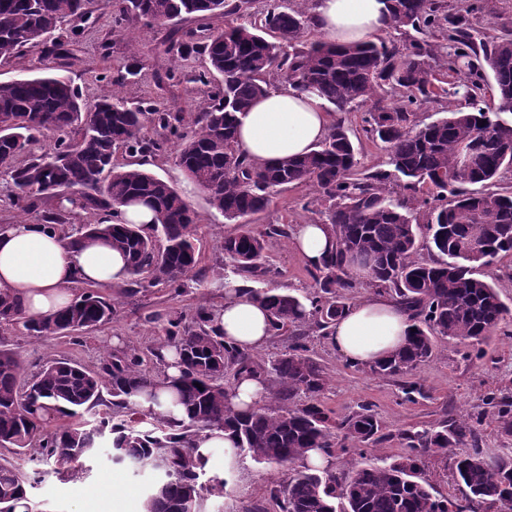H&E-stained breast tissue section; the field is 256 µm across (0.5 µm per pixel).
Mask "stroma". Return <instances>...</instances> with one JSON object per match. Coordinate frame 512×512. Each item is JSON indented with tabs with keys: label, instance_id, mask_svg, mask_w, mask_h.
I'll list each match as a JSON object with an SVG mask.
<instances>
[{
	"label": "stroma",
	"instance_id": "1",
	"mask_svg": "<svg viewBox=\"0 0 512 512\" xmlns=\"http://www.w3.org/2000/svg\"><path fill=\"white\" fill-rule=\"evenodd\" d=\"M87 22L79 24V37L65 46V54L48 55L45 44L27 49L17 60H0V81L36 76L47 71L67 77L86 100L94 101L119 96L125 102L182 113L191 117L213 87L199 82L205 69L203 56L180 58L171 48V28L166 24L151 26L132 24L130 29L113 25L110 9L94 0ZM136 39L139 69L128 75L131 60L128 39ZM181 72L180 81L169 80L170 72ZM145 169L175 184L186 196L199 216L195 235L200 253V267L206 273L203 283L193 286L181 296H172L165 286L125 298L114 318L95 330L80 333L78 338L27 335L22 325L0 329V344L19 351L26 375H35L47 360L67 359L79 365L96 368L103 351L134 347H152L154 333L145 323L146 314L177 308L191 315L201 305L221 308L224 304L222 279L223 257L216 248L219 238L236 233L237 227L221 213L210 208L204 192L191 183L174 152L144 158ZM317 192L309 184L291 185L274 190L269 208L253 218L255 226L283 224L294 226L313 221ZM270 263L277 274L270 285L293 294L303 293L312 278L304 258L290 246L288 239L272 240L268 245ZM309 353L325 370L330 385L322 402L336 415H344L359 404H370L379 421L390 432V439L378 449L380 459L404 454L397 433L419 430L446 420L456 413L483 414L480 427L481 445L489 454L512 448V438L499 434L493 418L487 417L485 398L490 391L512 398V339L500 334L489 338L485 355L475 358L459 341L438 340L431 358L420 363L408 377L374 376L365 369L351 366L334 351L326 338L308 334ZM417 382L421 393L406 400L403 380ZM0 462L11 463L25 477L43 473L44 479L31 490L35 512H144V501L151 482L147 472L134 473L113 465L106 455H99L89 475L79 478L52 473L49 465L32 460L29 453L13 448H0ZM284 477L282 469L256 464L243 458L231 474L224 495L209 496L201 504V512H243L251 502L267 499L269 512H279L269 501L270 489Z\"/></svg>",
	"mask_w": 512,
	"mask_h": 512
}]
</instances>
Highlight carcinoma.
Here are the masks:
<instances>
[{
  "mask_svg": "<svg viewBox=\"0 0 512 512\" xmlns=\"http://www.w3.org/2000/svg\"><path fill=\"white\" fill-rule=\"evenodd\" d=\"M92 0H0V58L23 54L73 18L90 14ZM125 27L145 19L177 23L191 17H226L224 28L185 30L171 48L186 57L205 54L217 92L194 113L182 131L179 112L128 107L115 98L90 104L56 73L0 82V169L10 173L11 206L31 210L43 195L58 206L42 221L66 249L105 240L127 258L126 288L132 297L160 284L178 296L198 278L195 246L197 216L179 190L151 171L114 163L122 148L133 156H156L171 144L187 178L207 194L210 207L232 223L233 235L219 241L224 255V287L262 303L273 336L292 332L288 351L270 363L224 340L214 312L199 306L191 318L168 310L150 313L159 326L150 348L175 350L180 375L170 381L175 411L164 415L144 406L158 401V382L138 349L107 350L89 369L65 359L47 361L35 379L24 377L21 355L0 349V447L33 452L65 470L85 472V462L106 444L116 464L148 467L154 481L145 512H182L186 502L200 512L204 495L221 494L226 480L195 458V437L224 431L240 452L257 463L286 468L308 449L328 457L354 453L336 472L304 466L277 484L270 499L280 512H512V454L489 456L481 448L482 416L450 417L398 436L409 452L391 460H367L390 435L372 408L362 404L338 418L321 401L327 377L309 355L307 327L325 338L349 309L357 272L376 292L409 311L416 331L409 342L369 368L375 375L408 374L432 357L435 340L455 339L475 357L483 345L512 323V309L495 283L476 276L479 267L512 254V192L493 189L512 171V32L476 39L470 16L479 6H453L447 0H390L392 25L429 34L442 42L409 36L401 43L363 42L337 46L307 38L312 0L283 8L271 0L259 20H244L246 0H103ZM271 31L293 50L281 51L263 33ZM455 80L448 96L464 101L427 124L416 108L436 99L440 77ZM283 74L296 90L319 96L336 121L308 155L267 164L247 159L237 142L240 119ZM398 93L390 108L372 106L363 117L366 137L385 144V169L359 167L346 126L347 114L367 105L384 88ZM497 105L487 112L479 99L487 92ZM150 123L163 136L148 139ZM51 137L49 149H37ZM311 183L318 191V213L336 236V249L310 270L313 285L297 297L254 283L272 276L269 240L288 237L281 224L260 230L248 218L268 209L270 190ZM395 184L399 198L388 197ZM483 190L472 189L474 185ZM137 203L154 212L153 233L112 221L120 208ZM96 211L95 224L81 233L67 231L81 211ZM438 254L425 260L423 249ZM252 285H246V282ZM117 312L116 302L87 284L72 304L42 318L25 316L18 298L0 292V326L23 322L31 336H70L91 331ZM271 382L273 404L245 411L227 406L242 375ZM201 387H196V384ZM307 397L293 405L297 393ZM495 423L512 437V400L491 393ZM100 406L99 425L80 422ZM425 456L451 461V480L467 493L438 497L423 476ZM28 479L0 463V510L17 512L30 503Z\"/></svg>",
  "mask_w": 512,
  "mask_h": 512,
  "instance_id": "carcinoma-1",
  "label": "carcinoma"
}]
</instances>
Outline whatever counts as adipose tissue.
<instances>
[{
  "label": "adipose tissue",
  "mask_w": 512,
  "mask_h": 512,
  "mask_svg": "<svg viewBox=\"0 0 512 512\" xmlns=\"http://www.w3.org/2000/svg\"><path fill=\"white\" fill-rule=\"evenodd\" d=\"M312 16L318 35L339 46L367 41L390 24L386 0H315ZM331 124L332 115L317 95L274 88L247 112L237 139L250 159L275 163L311 152ZM292 245L309 264L318 265L336 241L327 225L307 223L296 225ZM126 266L125 256L103 242L72 253L44 225L18 221L0 226V290L19 298L29 317L64 309L75 286L125 280ZM218 322L227 341L250 351L270 336L263 305L231 290L224 295ZM412 326L408 313L379 295L352 306L333 326L329 343L348 362L366 367L406 344Z\"/></svg>",
  "instance_id": "1"
}]
</instances>
